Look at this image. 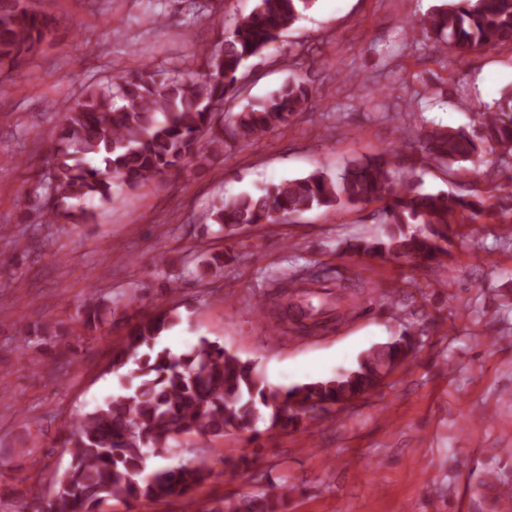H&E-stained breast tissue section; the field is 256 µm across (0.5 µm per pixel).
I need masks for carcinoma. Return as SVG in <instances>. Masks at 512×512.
I'll return each mask as SVG.
<instances>
[{
  "instance_id": "carcinoma-1",
  "label": "carcinoma",
  "mask_w": 512,
  "mask_h": 512,
  "mask_svg": "<svg viewBox=\"0 0 512 512\" xmlns=\"http://www.w3.org/2000/svg\"><path fill=\"white\" fill-rule=\"evenodd\" d=\"M314 0H257L237 19L219 49L199 51L201 66L193 75L145 64L106 86H88L60 116L58 145L27 191L41 224L64 220L86 224L94 202L113 203L126 189L177 173L188 163L208 164L226 147L246 146L287 124L309 100L307 83L295 78L268 98L222 119L218 106L238 94L246 64L277 49L282 33ZM56 25L50 0H0V65L13 70L50 42ZM422 35L443 44L462 60L512 44V0H447L422 20ZM490 147L512 156V94L484 110L476 127L426 130L423 149L429 159L453 167L475 161ZM398 152L355 158L333 177L316 170L306 176L270 184L257 192L218 199L209 212L212 223L232 231L253 224L286 223L312 209L338 210L345 205L378 202V237L356 243L357 253L406 259L420 264L448 255V232L455 224H472L483 203L446 193H428L413 181L395 183L392 167ZM282 283L278 320L302 332L324 323L327 296L344 294L342 279L314 270ZM112 307L92 293L78 312L86 330L107 321ZM180 321L175 307L164 308L133 325L123 345L112 351L110 368L120 390L76 422L64 442L70 462L57 483L46 512H100L112 500H140L192 507L190 493L214 473L208 450L195 448L170 467L146 469L145 456L177 455L186 437L212 439L248 429L260 413L269 428L306 427L312 413L353 402L378 387L400 363L415 353L405 334L366 350L356 365L332 378L289 387H271L263 374L205 337L176 355L160 346L163 333ZM288 485L268 497L230 505L223 512H282Z\"/></svg>"
}]
</instances>
